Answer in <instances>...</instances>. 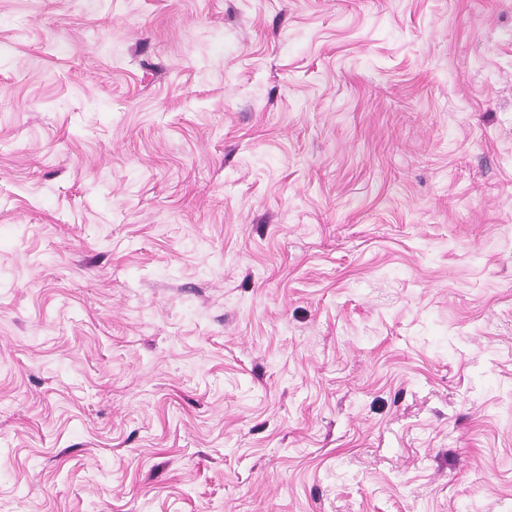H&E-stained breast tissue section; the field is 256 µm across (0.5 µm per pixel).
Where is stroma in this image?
Instances as JSON below:
<instances>
[{"instance_id": "obj_1", "label": "stroma", "mask_w": 512, "mask_h": 512, "mask_svg": "<svg viewBox=\"0 0 512 512\" xmlns=\"http://www.w3.org/2000/svg\"><path fill=\"white\" fill-rule=\"evenodd\" d=\"M0 512H512V0H0Z\"/></svg>"}]
</instances>
